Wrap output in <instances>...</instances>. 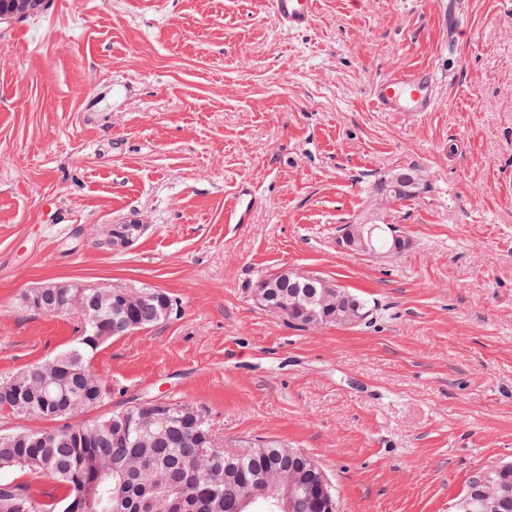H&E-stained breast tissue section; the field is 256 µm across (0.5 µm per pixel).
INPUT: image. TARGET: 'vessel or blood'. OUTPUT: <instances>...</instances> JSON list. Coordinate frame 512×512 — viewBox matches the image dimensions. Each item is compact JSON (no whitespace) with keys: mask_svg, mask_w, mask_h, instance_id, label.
Wrapping results in <instances>:
<instances>
[{"mask_svg":"<svg viewBox=\"0 0 512 512\" xmlns=\"http://www.w3.org/2000/svg\"><path fill=\"white\" fill-rule=\"evenodd\" d=\"M438 4L448 42L456 44L461 0H438ZM270 8L280 25L291 33L308 31L316 22V0H270ZM436 86L435 72L430 67L393 68L373 82L370 98L378 111L420 115L435 110ZM255 202L250 185H240L224 206L225 223H247Z\"/></svg>","mask_w":512,"mask_h":512,"instance_id":"vessel-or-blood-1","label":"vessel or blood"}]
</instances>
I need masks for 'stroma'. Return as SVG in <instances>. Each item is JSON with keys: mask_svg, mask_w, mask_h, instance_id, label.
<instances>
[{"mask_svg": "<svg viewBox=\"0 0 512 512\" xmlns=\"http://www.w3.org/2000/svg\"><path fill=\"white\" fill-rule=\"evenodd\" d=\"M448 49L435 0H318L282 30L268 0H50L0 22V375L72 341L28 312L51 282L160 288L178 309L105 343L107 415L191 403L224 440L313 457L340 512H453L478 471L512 462V13L462 0ZM432 66L436 111L369 103L390 67ZM414 198L373 207L398 168ZM249 183L248 223L224 198ZM400 225L380 262L346 224ZM145 225L102 247L113 224ZM301 269L374 304L354 327L300 330L250 297Z\"/></svg>", "mask_w": 512, "mask_h": 512, "instance_id": "1", "label": "stroma"}]
</instances>
